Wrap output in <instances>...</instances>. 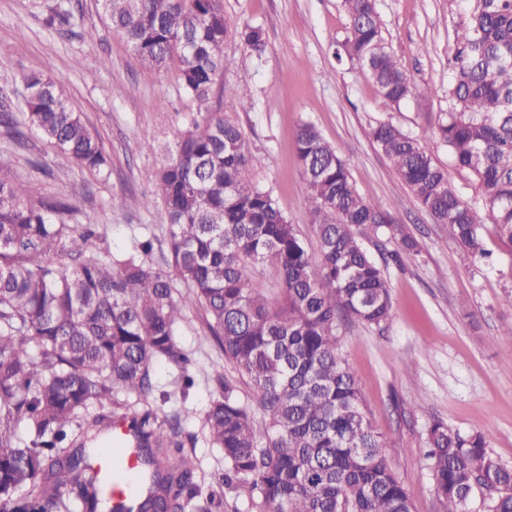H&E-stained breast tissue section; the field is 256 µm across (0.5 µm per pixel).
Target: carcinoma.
Returning <instances> with one entry per match:
<instances>
[{
    "label": "carcinoma",
    "instance_id": "carcinoma-1",
    "mask_svg": "<svg viewBox=\"0 0 512 512\" xmlns=\"http://www.w3.org/2000/svg\"><path fill=\"white\" fill-rule=\"evenodd\" d=\"M342 3L349 23L337 60L366 70L380 97L399 105L413 86L386 44L376 0ZM101 9L143 67L177 69L200 119L155 174L169 221L162 267L149 259L150 240L123 257L90 251L95 231L68 222L72 203L31 202L27 185L0 170V512H223L226 489L247 491L255 512H413L340 346L342 328L382 331L395 318L384 265L363 240L394 242L389 257L400 267L419 255L417 240L388 206L357 191L347 161L310 122L299 125L295 152L317 249L270 191L246 180L245 134L211 99L229 33L258 54L265 41L259 27L229 29L223 0H101ZM73 21L60 3L44 18L60 30ZM448 70L436 143L473 182V198L392 121L372 127L371 139L448 237L482 259L490 256L487 224L512 245V0H465ZM24 82L19 103L0 98V129L18 142L34 132L106 176L101 143L61 80ZM259 264L275 271L274 297L253 272ZM177 281L204 311L232 370L203 417L211 446L224 454V474L206 494L180 440V417L161 418L149 402L153 364L183 372L189 362L175 337L184 319ZM124 394L142 408L120 402ZM91 406L112 407L95 419L106 430L117 420L135 423L144 469L128 507L101 497L88 465L97 449L69 442L67 429ZM20 421L30 430L24 442L15 438ZM426 445L442 512H472L479 493L486 512H512V466L491 454L486 434L463 436L434 420Z\"/></svg>",
    "mask_w": 512,
    "mask_h": 512
}]
</instances>
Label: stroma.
Wrapping results in <instances>:
<instances>
[{"mask_svg":"<svg viewBox=\"0 0 512 512\" xmlns=\"http://www.w3.org/2000/svg\"><path fill=\"white\" fill-rule=\"evenodd\" d=\"M51 2L0 0V89L20 95L23 76L59 78L100 140L111 175L94 180L66 165L40 138L21 145L1 133L0 168L25 181L33 199L74 203L71 223L96 227L92 251L121 255L147 238L164 246L168 220L162 202L138 209L126 201L153 198L154 174L167 148L198 119L197 104L182 90L176 68L155 71L138 63L104 21L97 0H72L76 25L69 33L43 24ZM377 7L386 43L415 88L399 106L384 103L366 72L337 61L335 43L348 25L342 0H224L230 23L262 29L266 50L258 58L237 37L226 38L221 80L247 87L250 104L244 109L227 98L222 107L248 139L253 162L247 179L271 190L307 245H314L315 231L294 151L296 129L304 121L315 124L347 160L357 190L394 208L419 241L414 262L386 270L396 312L391 326L382 332L352 326L341 340V355L385 437L413 512H440L424 459L432 419L464 435L488 432L492 455L512 466V346L500 335L512 321V249L489 224L484 238L492 264L467 256L447 228L419 207L370 138L376 122L392 120L449 165L434 132L448 109L457 0H377ZM430 86L431 96L425 93ZM179 297L184 319L176 339L189 355L187 373L194 384L178 393L177 370L155 364L153 377L171 397L153 405L185 414V431L193 437L186 450L200 475L214 478L224 471V457L211 447L202 422L218 377L228 368L208 337L201 309L187 290Z\"/></svg>","mask_w":512,"mask_h":512,"instance_id":"stroma-1","label":"stroma"}]
</instances>
